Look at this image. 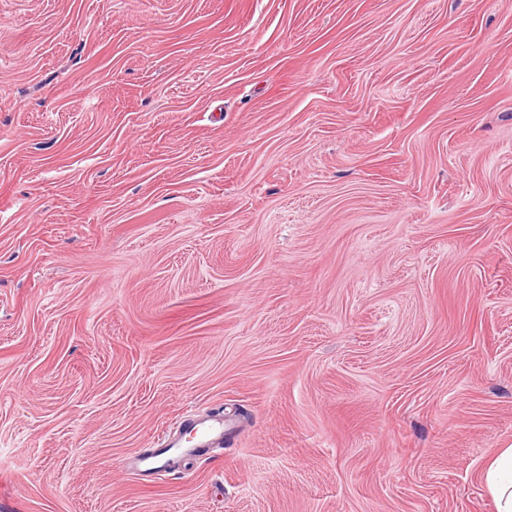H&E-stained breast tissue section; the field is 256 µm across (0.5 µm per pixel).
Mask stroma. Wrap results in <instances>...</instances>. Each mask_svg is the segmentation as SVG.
<instances>
[{"mask_svg":"<svg viewBox=\"0 0 512 512\" xmlns=\"http://www.w3.org/2000/svg\"><path fill=\"white\" fill-rule=\"evenodd\" d=\"M509 446L512 0H0V512H497ZM192 425L195 433L193 444L183 443L182 428ZM234 427L226 423L222 412H213L203 421L189 420L179 430V435L165 434L161 436L160 448H156L150 455L142 456L137 460V466L142 472H154L163 467L158 460L166 457H183L193 455L198 448H211L217 443L224 442V437L233 432ZM484 482L497 503V512H512V446L502 448L488 462Z\"/></svg>","mask_w":512,"mask_h":512,"instance_id":"stroma-1","label":"stroma"}]
</instances>
